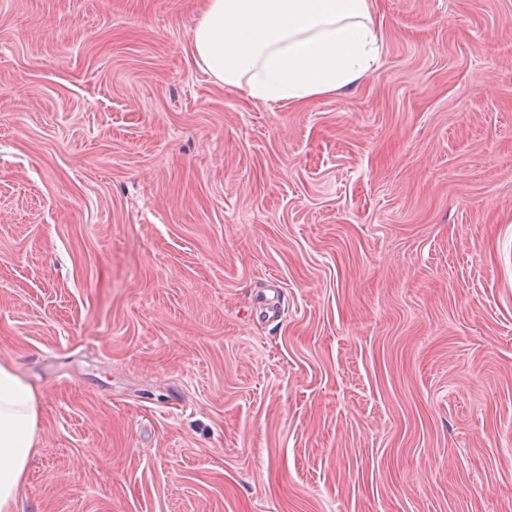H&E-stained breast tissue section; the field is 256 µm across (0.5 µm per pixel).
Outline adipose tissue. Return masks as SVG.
<instances>
[{
    "mask_svg": "<svg viewBox=\"0 0 512 512\" xmlns=\"http://www.w3.org/2000/svg\"><path fill=\"white\" fill-rule=\"evenodd\" d=\"M381 36L371 0H203L192 32L195 66L251 98L302 104L338 94L376 61ZM40 395L0 358V512L37 451Z\"/></svg>",
    "mask_w": 512,
    "mask_h": 512,
    "instance_id": "adipose-tissue-1",
    "label": "adipose tissue"
}]
</instances>
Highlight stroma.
I'll list each match as a JSON object with an SVG mask.
<instances>
[{"instance_id": "obj_1", "label": "stroma", "mask_w": 512, "mask_h": 512, "mask_svg": "<svg viewBox=\"0 0 512 512\" xmlns=\"http://www.w3.org/2000/svg\"><path fill=\"white\" fill-rule=\"evenodd\" d=\"M199 4L0 0L15 512H512V0H372L303 105ZM40 395L9 360L0 358V511L13 512L19 484L37 451Z\"/></svg>"}]
</instances>
